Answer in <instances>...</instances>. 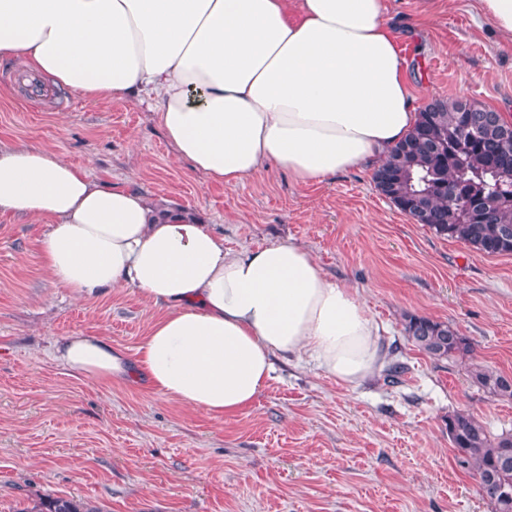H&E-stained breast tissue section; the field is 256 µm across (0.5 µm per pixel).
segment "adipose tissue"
Listing matches in <instances>:
<instances>
[{
	"instance_id": "adipose-tissue-1",
	"label": "adipose tissue",
	"mask_w": 512,
	"mask_h": 512,
	"mask_svg": "<svg viewBox=\"0 0 512 512\" xmlns=\"http://www.w3.org/2000/svg\"><path fill=\"white\" fill-rule=\"evenodd\" d=\"M0 63L96 104L144 95L175 155L229 188L379 166L418 118L384 0H0ZM0 212L46 224L54 286L127 288L161 310L132 357L100 336L57 342L83 377L144 380L221 420L255 402L274 355L350 385L386 361L356 290L296 242L225 250L209 225L45 146L0 143Z\"/></svg>"
}]
</instances>
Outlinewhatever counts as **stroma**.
<instances>
[{"mask_svg": "<svg viewBox=\"0 0 512 512\" xmlns=\"http://www.w3.org/2000/svg\"><path fill=\"white\" fill-rule=\"evenodd\" d=\"M415 107L466 98L512 117V41L477 0H385ZM0 65V142L40 144L105 183H128L210 224L225 249L291 239L326 276L357 289L384 329L387 364L357 386L278 355L247 410L217 421L143 383L105 384L54 357L62 337L107 338L126 354L157 316L126 289L78 299L54 287L44 224L0 215V512L65 497L102 512H491L455 462L446 418L473 413L512 429V399L473 384L478 364L512 375V255H480L414 223L371 169L316 185L263 172L234 188L177 160L139 99L95 106ZM450 323L474 347L437 359L404 319Z\"/></svg>", "mask_w": 512, "mask_h": 512, "instance_id": "35a3bbf8", "label": "stroma"}]
</instances>
